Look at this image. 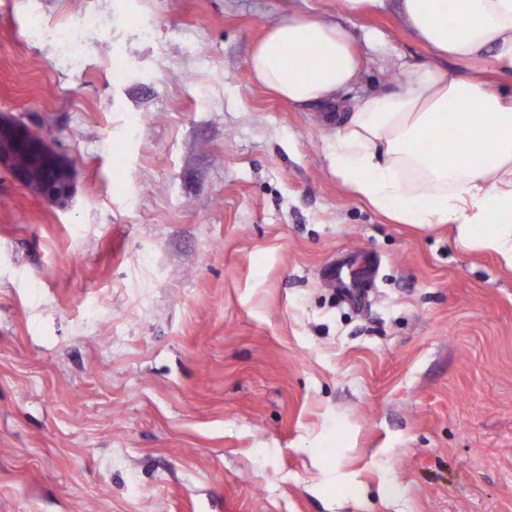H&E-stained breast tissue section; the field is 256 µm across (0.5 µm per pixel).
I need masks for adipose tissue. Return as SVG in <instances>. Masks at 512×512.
<instances>
[{
    "label": "adipose tissue",
    "mask_w": 512,
    "mask_h": 512,
    "mask_svg": "<svg viewBox=\"0 0 512 512\" xmlns=\"http://www.w3.org/2000/svg\"><path fill=\"white\" fill-rule=\"evenodd\" d=\"M401 7L435 60L406 67L399 91L350 105L326 146L328 168L396 223L453 225L458 242L512 268V0ZM249 67L259 87L301 106L336 101L359 62L345 28L294 15L268 26Z\"/></svg>",
    "instance_id": "obj_1"
}]
</instances>
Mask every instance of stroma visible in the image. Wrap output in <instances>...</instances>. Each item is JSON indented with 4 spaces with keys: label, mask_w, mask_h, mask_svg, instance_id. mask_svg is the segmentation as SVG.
<instances>
[{
    "label": "stroma",
    "mask_w": 512,
    "mask_h": 512,
    "mask_svg": "<svg viewBox=\"0 0 512 512\" xmlns=\"http://www.w3.org/2000/svg\"><path fill=\"white\" fill-rule=\"evenodd\" d=\"M296 13L353 36L344 102L433 59L394 7L0 0V113L74 176L0 169V512H512V270L354 197L335 103L254 84ZM359 252L356 303L323 271ZM92 23V18H83L76 24L64 30L61 34L66 50L74 60H78L80 58L83 27Z\"/></svg>",
    "instance_id": "stroma-1"
}]
</instances>
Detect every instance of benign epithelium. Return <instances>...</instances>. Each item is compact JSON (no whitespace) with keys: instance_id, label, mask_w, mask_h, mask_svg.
<instances>
[{"instance_id":"7a95c632","label":"benign epithelium","mask_w":512,"mask_h":512,"mask_svg":"<svg viewBox=\"0 0 512 512\" xmlns=\"http://www.w3.org/2000/svg\"><path fill=\"white\" fill-rule=\"evenodd\" d=\"M28 153L42 167L43 176L38 193L50 200H65L70 193L71 173L52 141L35 133L27 124L9 115L0 114V168L26 187L29 171L16 164L17 154Z\"/></svg>"}]
</instances>
